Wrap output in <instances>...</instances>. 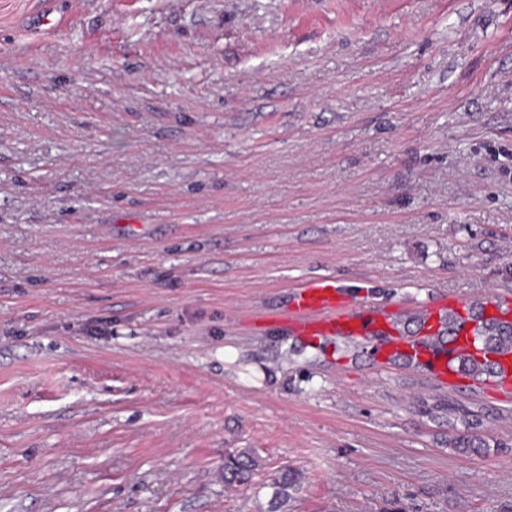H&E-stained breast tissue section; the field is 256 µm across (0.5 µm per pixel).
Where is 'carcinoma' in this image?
I'll use <instances>...</instances> for the list:
<instances>
[{
	"instance_id": "carcinoma-1",
	"label": "carcinoma",
	"mask_w": 512,
	"mask_h": 512,
	"mask_svg": "<svg viewBox=\"0 0 512 512\" xmlns=\"http://www.w3.org/2000/svg\"><path fill=\"white\" fill-rule=\"evenodd\" d=\"M466 315L448 311L440 318V328L434 340L441 348L459 338L460 330L467 321L477 322L473 331L474 340L480 343L482 357L459 355L455 357L461 375L480 379L484 376L494 377L500 374L499 363L489 355H498L505 349L512 348V324H508L485 314L484 303L477 302L465 307ZM429 414L433 417H448V426H462V430L450 441V447L461 455L480 454L491 448L481 435L483 415L470 411L452 401L441 402L432 406ZM258 460L252 452L229 454L224 458V486L248 488L253 482ZM299 475L286 470L270 483L272 495L269 502L270 512H281L293 498L299 488Z\"/></svg>"
}]
</instances>
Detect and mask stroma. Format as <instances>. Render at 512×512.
<instances>
[{
    "label": "stroma",
    "mask_w": 512,
    "mask_h": 512,
    "mask_svg": "<svg viewBox=\"0 0 512 512\" xmlns=\"http://www.w3.org/2000/svg\"><path fill=\"white\" fill-rule=\"evenodd\" d=\"M325 276L512 291V0H0V512H512V390L300 342ZM431 416L438 417L445 415L448 417V426L457 429V425L462 426V430L454 437L449 445L461 455L480 454L487 452L491 445L481 435L483 427L482 413L470 411L452 401L441 402L433 405L429 412ZM258 460L253 452L228 454L224 458V485L247 489L251 486ZM299 475L296 472L285 470L269 484L272 495L269 502V512L284 511L288 502L293 498L294 492L299 488Z\"/></svg>",
    "instance_id": "stroma-1"
}]
</instances>
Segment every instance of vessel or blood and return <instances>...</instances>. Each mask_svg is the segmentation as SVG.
Here are the masks:
<instances>
[{
    "mask_svg": "<svg viewBox=\"0 0 512 512\" xmlns=\"http://www.w3.org/2000/svg\"><path fill=\"white\" fill-rule=\"evenodd\" d=\"M345 295L344 286L332 277L307 281L296 287L289 297L294 333L311 342L327 336H363L369 333L377 321V312L361 307H343ZM431 335V330L426 329L421 339L416 341L399 335L392 337L389 351L407 355L415 366L426 368L435 375L447 376V356L435 354L426 343Z\"/></svg>",
    "mask_w": 512,
    "mask_h": 512,
    "instance_id": "vessel-or-blood-1",
    "label": "vessel or blood"
}]
</instances>
